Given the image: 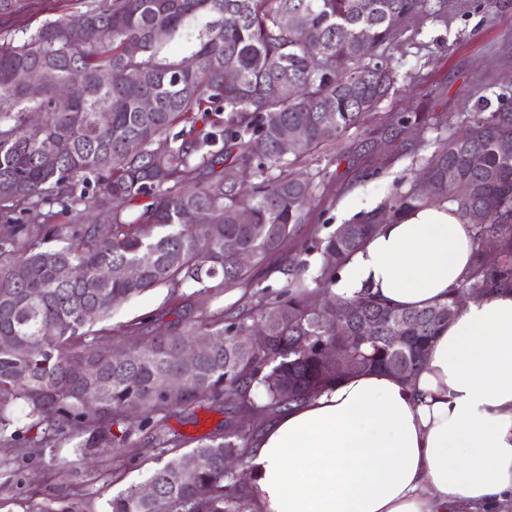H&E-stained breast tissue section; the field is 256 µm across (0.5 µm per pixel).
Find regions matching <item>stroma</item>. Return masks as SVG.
Here are the masks:
<instances>
[{"label": "stroma", "instance_id": "35a3bbf8", "mask_svg": "<svg viewBox=\"0 0 512 512\" xmlns=\"http://www.w3.org/2000/svg\"><path fill=\"white\" fill-rule=\"evenodd\" d=\"M408 80L376 109L380 118L404 112L432 113L437 123L452 128L459 116L480 104L496 108L499 98H512V5L482 4L469 15L450 23L426 20L413 44L397 53ZM363 130H350L344 156L311 160L314 168L326 169L322 188L311 206L305 233L327 235L338 225L354 221L379 205L395 183L411 177L413 158L382 148L365 152L360 147ZM173 305L160 288L119 304L111 325L136 320L159 329L172 321ZM20 432L17 444H0V512H33L49 507L51 512H105L117 492L144 482L160 456L189 451L197 440L223 432L225 420L239 429L258 432L263 416L248 410L226 411L210 400H201L181 414L163 417L161 434H180L181 448L160 449L133 433L126 448H95L84 456L77 439L58 435L54 445L41 441L40 428L26 416L22 403L10 407Z\"/></svg>", "mask_w": 512, "mask_h": 512}]
</instances>
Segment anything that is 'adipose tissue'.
Listing matches in <instances>:
<instances>
[{
  "label": "adipose tissue",
  "mask_w": 512,
  "mask_h": 512,
  "mask_svg": "<svg viewBox=\"0 0 512 512\" xmlns=\"http://www.w3.org/2000/svg\"><path fill=\"white\" fill-rule=\"evenodd\" d=\"M474 251L455 206L422 208L381 225L335 294L428 306ZM248 462L257 512H512V289L468 300L411 383L351 376L277 418Z\"/></svg>",
  "instance_id": "1"
}]
</instances>
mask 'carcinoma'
I'll list each match as a JSON object with an SVG mask.
<instances>
[{
	"label": "carcinoma",
	"instance_id": "obj_1",
	"mask_svg": "<svg viewBox=\"0 0 512 512\" xmlns=\"http://www.w3.org/2000/svg\"><path fill=\"white\" fill-rule=\"evenodd\" d=\"M468 2L73 0L71 11L31 28L13 24L29 0H0V336L13 339L0 347V441L19 438L8 414L18 400L47 443L67 433L84 449L122 448L132 433L112 427L136 413L146 438L177 448L181 439L157 434L155 416L200 400L276 414L357 372L397 366L408 371L404 381L416 377L458 295L512 286L511 98L447 132L428 112L369 129L413 152V176L352 222L355 234L341 224L306 239L288 265L261 279L253 265L280 253L307 223L325 177L308 158L339 146L353 128L368 129L373 111L407 78L394 50L413 40L424 18L446 23ZM76 27L81 42L69 39ZM103 28L107 42L98 39ZM187 58L194 67L183 66ZM103 69L114 73L106 84ZM227 70L236 83H224ZM272 84L276 96L266 94ZM63 87L70 102L59 110ZM145 98L154 101L149 112ZM327 101L334 111L323 110ZM32 112L42 113L41 124L29 122ZM287 127L305 131L291 158L277 150ZM413 128L437 135L412 139ZM130 141L140 150L128 152ZM247 171L256 178L249 185ZM423 179L433 192L421 190ZM442 202L473 227L475 270L447 300L425 308L392 306L368 289L339 299L380 322L372 338L341 340L336 311L314 308V296L332 293L343 264L380 225ZM198 209L207 223L183 222ZM477 210L485 222H473ZM240 251L251 265L237 262ZM74 267L82 279L71 276ZM157 288L172 302L239 298L225 312L181 315L152 335L136 321L103 326L117 302ZM398 315L414 337L408 347L389 340ZM256 328L269 336L261 349L242 341ZM114 333L122 344L106 343ZM196 337L215 345L188 369L180 350ZM328 348L338 359L323 356ZM178 371L185 387L171 400L166 380ZM249 444V434L228 427L159 462L147 482L160 500L131 486L108 500L106 512H250L224 473V456H242ZM187 456L197 461L191 471L183 469Z\"/></svg>",
	"mask_w": 512,
	"mask_h": 512
}]
</instances>
